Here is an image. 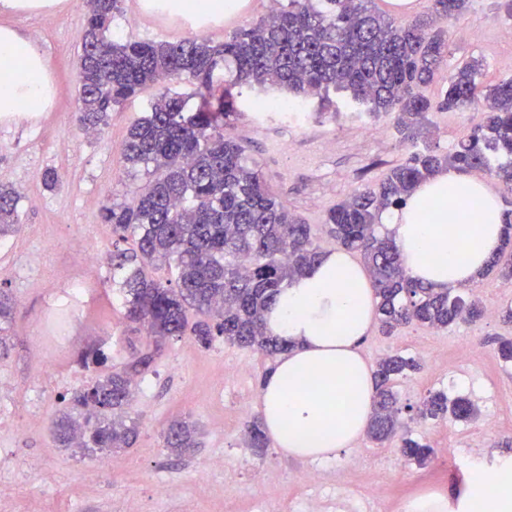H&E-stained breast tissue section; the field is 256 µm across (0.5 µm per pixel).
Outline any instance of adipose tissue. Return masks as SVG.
<instances>
[{
    "label": "adipose tissue",
    "mask_w": 512,
    "mask_h": 512,
    "mask_svg": "<svg viewBox=\"0 0 512 512\" xmlns=\"http://www.w3.org/2000/svg\"><path fill=\"white\" fill-rule=\"evenodd\" d=\"M49 60L15 29L0 30V112L44 101ZM408 273L436 289L471 283L500 247V199L484 179L441 169L418 184L406 205L383 216ZM376 299L363 267L342 248L297 279L267 314L270 333L290 342L259 397L276 447L297 458L341 453L368 426L375 400L358 344L375 323ZM483 512H512V463L494 484L471 472Z\"/></svg>",
    "instance_id": "obj_1"
}]
</instances>
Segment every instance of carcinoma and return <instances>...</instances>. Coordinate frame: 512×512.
<instances>
[{
	"instance_id": "1",
	"label": "carcinoma",
	"mask_w": 512,
	"mask_h": 512,
	"mask_svg": "<svg viewBox=\"0 0 512 512\" xmlns=\"http://www.w3.org/2000/svg\"><path fill=\"white\" fill-rule=\"evenodd\" d=\"M123 0H86L87 16L79 55L84 132H99L111 112L148 86L159 87L151 110L128 128L124 159L147 175L144 184L103 209L112 225V287L125 317L141 325L150 339L142 350L91 385L76 391L53 421L59 448L112 454L135 445L137 422L126 408L134 381L171 340L190 334L204 348L215 337L269 355L289 344L268 333L265 313L281 292L323 259L312 225L270 190L258 162L235 136L224 132L234 115L232 89L276 88L293 98L316 96L321 107L343 93L373 114L391 115L401 141L415 143L434 112L475 106L485 112L477 131L444 154L427 146L390 168L373 190L353 191L325 211L322 224L343 248L358 252L378 299V323L389 334L412 322L446 329L483 315L474 301L452 289L436 290L406 271L389 233L377 232L381 215L405 204L422 181L442 168L481 171L512 194V76L483 88L481 62L448 72L440 100L432 103L420 88L432 82L448 57V25L459 20L468 0H430V12L398 27L374 0H287L277 11L215 44L193 37L178 42L117 39L110 26ZM229 86H215L222 70ZM187 80L201 104L192 113L172 84ZM501 155L505 163L491 166ZM21 195L0 185V237L17 231ZM504 212L507 231L486 271L512 279V201ZM173 269L176 287L153 278L148 269ZM197 320L189 321V311ZM13 304L0 291V352ZM420 368L412 357L389 355L374 372L377 398L368 425L382 442L401 434V456L426 464L433 448L400 431L398 379ZM421 418L470 420L477 414L466 397L429 395L417 408ZM196 427L176 421L167 429L166 447H197ZM250 447H267L263 423L246 426Z\"/></svg>"
}]
</instances>
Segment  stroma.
<instances>
[{"mask_svg":"<svg viewBox=\"0 0 512 512\" xmlns=\"http://www.w3.org/2000/svg\"><path fill=\"white\" fill-rule=\"evenodd\" d=\"M55 2V22L49 27L43 26L40 15L21 17L0 6V29H20L44 52L54 84V95L41 111L46 123L43 136L0 124V182L23 192L22 229L0 239V290L14 303L7 329L9 347L0 358V380L15 389L0 408V448L9 451V464L0 470V499L11 503L13 512H112L113 506L130 497L139 501L141 512H251L258 494L252 472L259 467L276 482L277 512H293L296 503L311 495L303 480L311 459L244 443L245 423L259 417V391L276 361L258 349L230 345L220 337L205 349L186 336L169 342L156 357L129 408L138 423L134 448L100 457L56 447L52 439L49 426L63 406V395L86 387L97 370L56 351L45 368L31 364L30 352L42 334L46 291L61 278L98 282L102 294L90 304L85 324L120 337L122 344L113 350L111 363L125 361L130 345L146 344L143 333L134 331L118 299L110 294L111 269L83 267L80 258L89 246L107 254L112 251V227L103 223L102 208L144 180L143 173L128 172L124 143L128 127L149 112L157 93L148 87L128 98L112 113L102 135L84 136L73 113L85 4ZM509 28L512 15L499 9L497 0H469L463 17L448 28L449 66L479 60L478 80L484 86L511 76L512 40L501 36ZM233 96L236 111L256 112L260 120H273L292 137L322 125L323 141L309 144L308 162L289 170L286 185L276 192L289 210L312 224L327 252L337 243L324 231V212L353 190L374 187L413 151L412 145L400 141L392 117L376 118L352 108L340 94L334 98L335 114L322 118L316 115L313 98L297 101L290 110L259 111L254 106L256 89L242 86L234 89ZM432 120L427 141L445 153L467 139L482 116L470 110L437 112ZM367 125L376 128V135H364ZM49 170L58 177L57 189H47L43 183ZM33 276L40 287H30ZM467 291L492 303L494 315L444 330L412 324L389 336L375 326L360 342L369 365L388 353L407 354L420 362V370L401 379L396 391L412 434L431 445L435 454L420 467L404 462L395 444L380 445L363 437L346 452L325 458L331 484L323 494L335 502V512H350L369 482L379 487L381 512H404L408 503L431 493L459 505L471 497L467 483L471 459L480 457L491 464L512 460V364L496 354L500 340H512V324L500 317L502 309L512 305V281L491 273L477 278ZM471 337L484 348V358L474 360L462 351ZM435 391L468 397L478 409L477 417L466 422L414 418V407ZM34 409L40 410L41 421L30 430L26 423ZM180 419L197 428V448L183 454L165 446L169 424ZM491 419L498 422L492 434L486 430ZM21 425L26 428L22 434L17 431ZM214 456L237 468L234 484L225 485L220 474L199 482V464ZM30 459L39 460L38 469L27 468ZM171 486L179 488V497L168 496Z\"/></svg>","mask_w":512,"mask_h":512,"instance_id":"35a3bbf8","label":"stroma"}]
</instances>
